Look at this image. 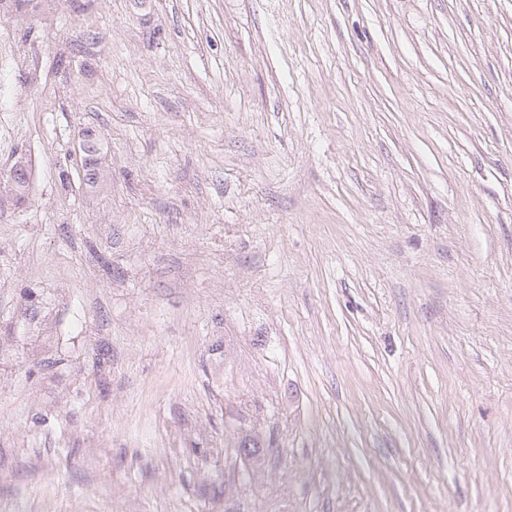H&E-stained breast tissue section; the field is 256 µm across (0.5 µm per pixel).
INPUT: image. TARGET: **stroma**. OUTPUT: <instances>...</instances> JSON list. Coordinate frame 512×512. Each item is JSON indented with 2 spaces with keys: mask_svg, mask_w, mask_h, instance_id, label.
<instances>
[{
  "mask_svg": "<svg viewBox=\"0 0 512 512\" xmlns=\"http://www.w3.org/2000/svg\"><path fill=\"white\" fill-rule=\"evenodd\" d=\"M19 152L0 512H512V0H42Z\"/></svg>",
  "mask_w": 512,
  "mask_h": 512,
  "instance_id": "1",
  "label": "stroma"
}]
</instances>
